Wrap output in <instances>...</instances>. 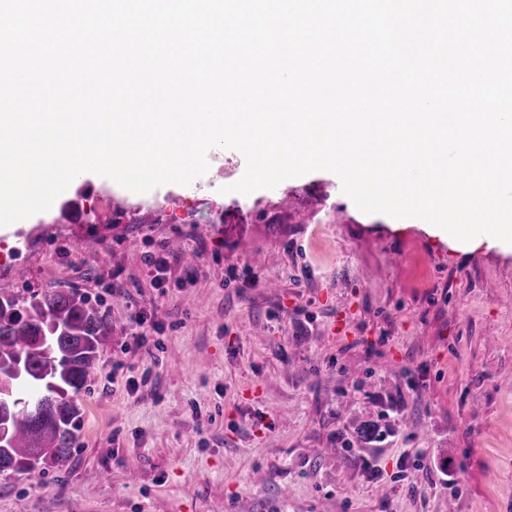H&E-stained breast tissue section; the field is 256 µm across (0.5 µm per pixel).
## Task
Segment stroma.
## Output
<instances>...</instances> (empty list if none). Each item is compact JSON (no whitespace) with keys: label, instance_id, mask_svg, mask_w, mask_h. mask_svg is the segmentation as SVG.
Here are the masks:
<instances>
[{"label":"stroma","instance_id":"35a3bbf8","mask_svg":"<svg viewBox=\"0 0 512 512\" xmlns=\"http://www.w3.org/2000/svg\"><path fill=\"white\" fill-rule=\"evenodd\" d=\"M208 162L0 227V296L74 287L112 326L70 460L0 476V512H512V249L362 213L328 171L226 194L243 155Z\"/></svg>","mask_w":512,"mask_h":512}]
</instances>
